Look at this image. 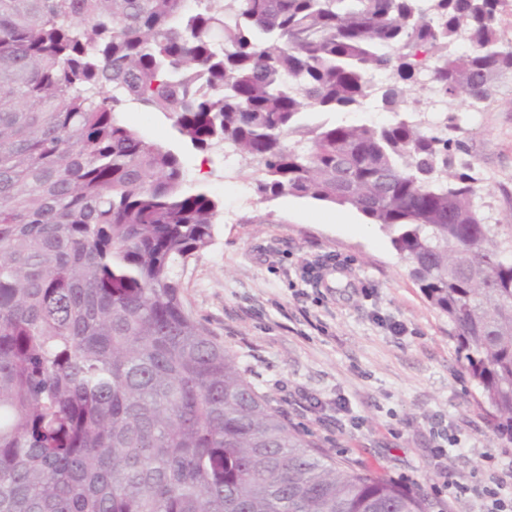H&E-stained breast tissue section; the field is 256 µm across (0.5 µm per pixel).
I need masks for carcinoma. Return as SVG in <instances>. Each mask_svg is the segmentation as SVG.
<instances>
[{
  "mask_svg": "<svg viewBox=\"0 0 512 512\" xmlns=\"http://www.w3.org/2000/svg\"><path fill=\"white\" fill-rule=\"evenodd\" d=\"M503 5L0 0V512H425L289 430L185 310L177 269L218 203L123 122L132 106L248 160L263 200L380 225L512 442V224L485 223L477 179L452 172L453 118L300 125L371 98L404 112L427 75L488 100L512 72Z\"/></svg>",
  "mask_w": 512,
  "mask_h": 512,
  "instance_id": "carcinoma-1",
  "label": "carcinoma"
}]
</instances>
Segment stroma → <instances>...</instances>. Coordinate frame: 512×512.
<instances>
[{
  "label": "stroma",
  "mask_w": 512,
  "mask_h": 512,
  "mask_svg": "<svg viewBox=\"0 0 512 512\" xmlns=\"http://www.w3.org/2000/svg\"><path fill=\"white\" fill-rule=\"evenodd\" d=\"M448 109L463 144L454 167L476 173L480 214L512 222V76L479 108ZM182 157L219 203L211 245L179 269L192 317L333 460L420 495L426 512H488L512 443L495 437L447 315L386 232L349 207L258 199L239 157Z\"/></svg>",
  "instance_id": "stroma-1"
}]
</instances>
